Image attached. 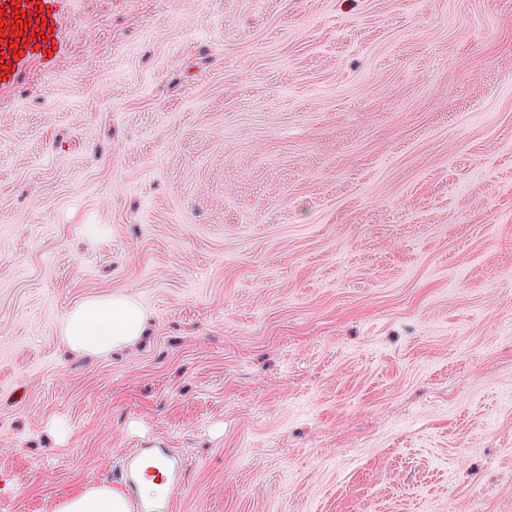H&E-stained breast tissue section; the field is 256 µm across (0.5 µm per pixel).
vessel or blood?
Masks as SVG:
<instances>
[{
  "mask_svg": "<svg viewBox=\"0 0 512 512\" xmlns=\"http://www.w3.org/2000/svg\"><path fill=\"white\" fill-rule=\"evenodd\" d=\"M42 10H35L32 0H22L20 7L29 11L34 35L31 46L25 47L21 58H14L13 69H6L7 57H14L8 43L0 41V90L12 88L21 73L32 63L44 69L55 67L65 55L68 43L63 21L72 0H41ZM46 43V51H39L38 43ZM184 463L171 449L152 443L125 456L120 465V479L125 490L135 498L139 512H169L168 491L176 486L183 474Z\"/></svg>",
  "mask_w": 512,
  "mask_h": 512,
  "instance_id": "vessel-or-blood-1",
  "label": "vessel or blood"
}]
</instances>
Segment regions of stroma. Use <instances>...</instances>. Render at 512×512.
<instances>
[{
  "label": "stroma",
  "mask_w": 512,
  "mask_h": 512,
  "mask_svg": "<svg viewBox=\"0 0 512 512\" xmlns=\"http://www.w3.org/2000/svg\"><path fill=\"white\" fill-rule=\"evenodd\" d=\"M64 32L0 91V512L119 487L148 437L173 512H512V0H74ZM112 293L148 335L71 351Z\"/></svg>",
  "instance_id": "35a3bbf8"
}]
</instances>
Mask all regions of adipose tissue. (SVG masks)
I'll return each instance as SVG.
<instances>
[{"label": "adipose tissue", "mask_w": 512, "mask_h": 512, "mask_svg": "<svg viewBox=\"0 0 512 512\" xmlns=\"http://www.w3.org/2000/svg\"><path fill=\"white\" fill-rule=\"evenodd\" d=\"M144 333L143 309L120 294L84 300L68 311L62 326L64 343L88 354L131 345ZM55 512H131V504L115 489L91 486L64 498Z\"/></svg>", "instance_id": "ef3b65f1"}]
</instances>
